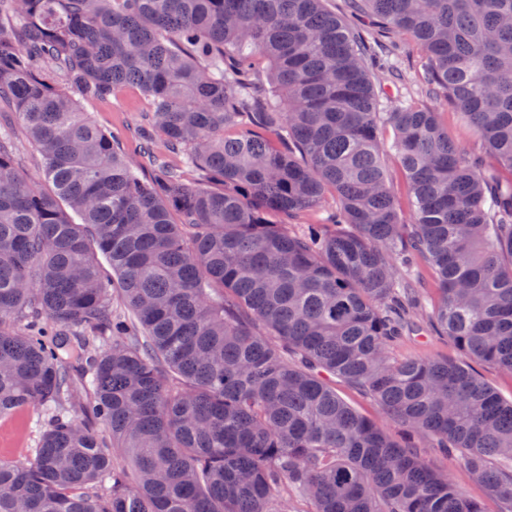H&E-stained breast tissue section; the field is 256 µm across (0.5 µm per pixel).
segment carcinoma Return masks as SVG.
Wrapping results in <instances>:
<instances>
[{
    "label": "carcinoma",
    "instance_id": "carcinoma-1",
    "mask_svg": "<svg viewBox=\"0 0 512 512\" xmlns=\"http://www.w3.org/2000/svg\"><path fill=\"white\" fill-rule=\"evenodd\" d=\"M323 2L0 0V106L49 185L0 129V416L44 417L30 464L0 457V512H489L428 437L512 512V401L389 355L420 313L512 371V0H352L366 34ZM128 88L135 158L79 105ZM400 44L402 51L408 57V61L405 58L403 64V66L406 68L407 76L409 78L408 91L415 93L417 91V85L414 83L415 71L412 68V65L416 66L419 57L423 54V50L409 35L400 36ZM16 157L22 175L30 180L39 181L41 187L47 189L48 185L41 180V166L39 156L26 142L23 134L19 129ZM336 393L361 416L380 423L387 432L395 433L398 426L394 421L385 418L379 405L371 398L362 394L351 384L336 378ZM429 465L437 470L448 473L452 482L468 496L483 500L491 512L497 511V502L490 498L488 490L476 483L459 456H448L433 448H419Z\"/></svg>",
    "mask_w": 512,
    "mask_h": 512
}]
</instances>
